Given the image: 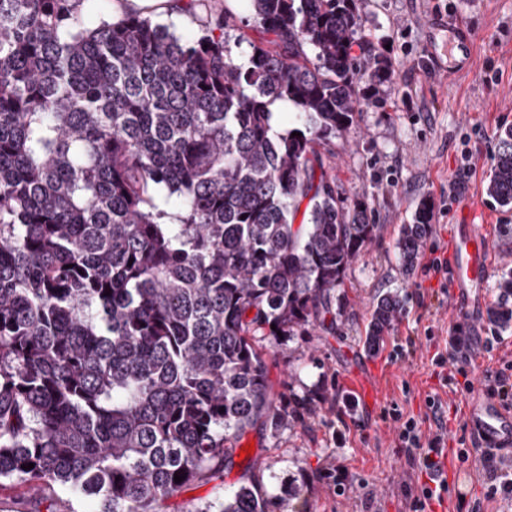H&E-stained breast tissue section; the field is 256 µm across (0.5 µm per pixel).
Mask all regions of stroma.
<instances>
[{"instance_id": "1", "label": "stroma", "mask_w": 512, "mask_h": 512, "mask_svg": "<svg viewBox=\"0 0 512 512\" xmlns=\"http://www.w3.org/2000/svg\"><path fill=\"white\" fill-rule=\"evenodd\" d=\"M364 53L382 52L392 75L379 88L368 77L351 127L321 147L323 166L348 203L364 204L377 229L364 254L348 269L340 288L344 306L334 322L301 337L295 352L264 354L270 393L286 400L318 388L310 410L270 435L263 425L247 429L231 453L224 475L187 487L163 501L158 512H197L242 484H255L271 501V512H409L405 487L420 489L427 477L397 449L398 422L392 411L414 418L423 436L436 426L428 399L440 400L448 417V447L456 457L448 472L447 502L435 512H456L459 501L481 502L483 512H512V500L486 498L478 461L464 458L463 406L471 391L490 392L512 407L495 379L512 364V327L497 328L493 306L512 309L499 294L502 275L512 269V209L487 193L496 133L512 126V0H359ZM457 10L475 37L472 67L455 76L435 71L430 59L429 21ZM428 202L431 232L417 265L403 272L396 241L416 207ZM476 211L485 227L491 270L482 290L483 308L471 353L460 359L467 385L446 384L434 358L454 330L447 258L461 209ZM398 292L403 307L379 352L363 344L371 305L380 294ZM497 333L494 346L485 339ZM380 400L369 404L365 386ZM346 474L337 490L333 469Z\"/></svg>"}]
</instances>
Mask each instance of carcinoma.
I'll return each mask as SVG.
<instances>
[{"label": "carcinoma", "mask_w": 512, "mask_h": 512, "mask_svg": "<svg viewBox=\"0 0 512 512\" xmlns=\"http://www.w3.org/2000/svg\"><path fill=\"white\" fill-rule=\"evenodd\" d=\"M95 2L0 0V487L157 512L247 428L312 405L271 396L263 349L343 307L376 225L317 147L352 125L362 67L374 85L391 67L354 55L358 0H245L186 37L137 11L90 27ZM231 27L263 38L240 56ZM496 139L488 192L509 206L512 127ZM430 219L423 202L401 227L407 273ZM400 307L374 300L368 350ZM269 507L242 485L197 512Z\"/></svg>", "instance_id": "obj_1"}]
</instances>
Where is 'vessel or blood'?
<instances>
[{"instance_id": "b4317fda", "label": "vessel or blood", "mask_w": 512, "mask_h": 512, "mask_svg": "<svg viewBox=\"0 0 512 512\" xmlns=\"http://www.w3.org/2000/svg\"><path fill=\"white\" fill-rule=\"evenodd\" d=\"M434 32L448 35V71L459 74L470 69L473 58V33L458 18L434 20ZM453 299L461 315H469L482 305L479 292L488 271V247L481 225L461 224L451 246ZM471 443L492 452L512 454V408L494 398L477 393L464 415Z\"/></svg>"}]
</instances>
